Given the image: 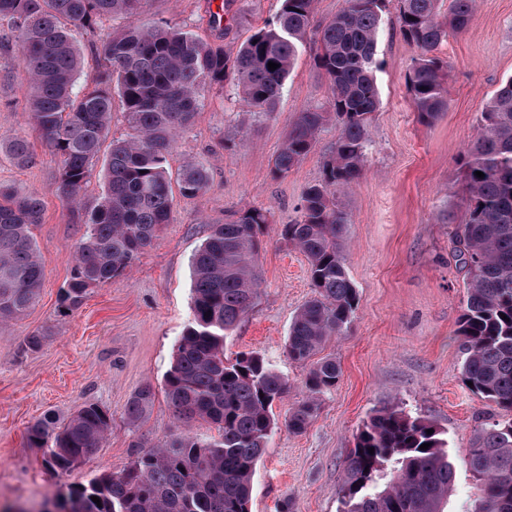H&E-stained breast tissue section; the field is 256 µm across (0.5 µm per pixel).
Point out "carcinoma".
Here are the masks:
<instances>
[{
  "label": "carcinoma",
  "instance_id": "cac0c4a2",
  "mask_svg": "<svg viewBox=\"0 0 512 512\" xmlns=\"http://www.w3.org/2000/svg\"><path fill=\"white\" fill-rule=\"evenodd\" d=\"M388 0H346L333 19L313 25L315 0H282L274 21L255 31L234 54L166 23L140 21L141 0H0L25 75L28 117L42 143L59 157L55 191L70 223L83 232L72 251V273L59 291L67 313L86 295L133 268L171 219L172 185L167 155L180 132L201 110L203 83L229 81L248 111L269 115L283 95L289 72L308 36L317 44L314 67L325 77L329 111L297 116L276 151L271 173L285 176L314 148L329 118L339 134L321 178L302 197L299 219L282 232L285 243L308 260L312 297L293 318L285 343L288 358L310 364L307 397L292 408L285 428L306 429L321 395L341 376L336 359H315L340 335L358 307L344 267L347 217L336 191L356 181L368 157V128L380 105L376 46ZM400 31L419 50L407 74L417 116L430 123L447 111L442 66L434 51L470 24L476 0H398ZM121 15L126 28L100 40L105 64L91 86L76 88L81 52L67 25L94 28ZM279 64L273 71L268 63ZM119 97L128 125L112 140L96 205L83 202ZM0 154L15 166L34 161L23 136L0 140ZM462 167L470 198L467 220L454 237L468 277L458 327L463 380L471 391L512 411V79L502 82L481 112V131ZM484 177L479 178L476 172ZM185 198L209 185L204 161L184 163L176 179ZM40 196L0 182V322L23 315L36 302L45 269L32 228L41 223ZM269 211L247 207L223 224H211L191 257L192 318L165 378L172 415L184 429L140 449L129 467L103 472L70 487L46 512H250L252 481L276 423L275 402L288 395V378L257 353L229 358L224 344L259 294V251ZM507 319H502L501 315ZM154 399L146 384L129 398L125 415L135 425ZM205 420L218 436L200 437L191 424ZM112 415L89 403L66 417L53 412L26 431L27 444L43 451V463L64 474L103 447ZM433 433H427V430ZM429 444L426 449L423 444ZM374 453H369V448ZM462 464L475 497L465 512H512V419L484 423ZM456 464L444 431L393 406L375 410L345 459L340 512H447ZM97 496L100 503L92 501Z\"/></svg>",
  "mask_w": 512,
  "mask_h": 512
}]
</instances>
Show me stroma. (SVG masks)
Here are the masks:
<instances>
[{
	"label": "stroma",
	"mask_w": 512,
	"mask_h": 512,
	"mask_svg": "<svg viewBox=\"0 0 512 512\" xmlns=\"http://www.w3.org/2000/svg\"><path fill=\"white\" fill-rule=\"evenodd\" d=\"M282 0H142L141 18L165 22L233 52L275 18ZM224 13V31L210 14ZM121 16L103 19L98 33L74 31L82 51L78 82L92 83L100 69L93 45L120 31ZM307 42L276 112L257 118L227 85H204L201 114L183 132L167 159L177 173L188 158L211 163L205 193L174 195L170 224L127 274L92 290L69 314L58 292L69 279L80 225L70 223L55 193L58 158L35 143V162L18 168L0 159V181L39 194L44 203L34 235L46 279L37 302L8 326H0V505L51 500L101 472H117L135 457L137 440L158 441L176 429L164 378L191 320L189 259L207 227L244 207L266 209L271 222L260 254L262 283L254 307L226 340L225 353L261 354L287 375L290 391L273 406L277 427L253 479L251 512H339L343 465L354 437L375 409L394 405L428 418L462 453L480 424L512 414L474 394L462 377L457 336L466 280L453 253V237L467 219L469 190L462 158L474 140L484 104L512 77V0H477L469 27L449 33L436 51L447 74L448 109L420 122L406 89L417 49L402 36L397 0L382 15L376 72L380 108L368 129L369 161L360 178L337 192L348 217L344 264L358 293L348 330L328 341L341 377L322 396L316 417L300 433L284 427L290 409L306 396L305 365L290 360L285 342L291 321L310 298L308 262L280 233L300 216L305 188L316 182L339 133L328 122L313 151L284 177L270 175L272 158L290 124L305 109L325 105L328 86ZM17 49L0 29V138L32 135ZM45 335L34 352L24 336ZM152 384L155 399L139 425L125 420L129 397ZM94 402L112 415V432L89 461L57 476L25 431L47 412L64 416Z\"/></svg>",
	"instance_id": "obj_1"
}]
</instances>
